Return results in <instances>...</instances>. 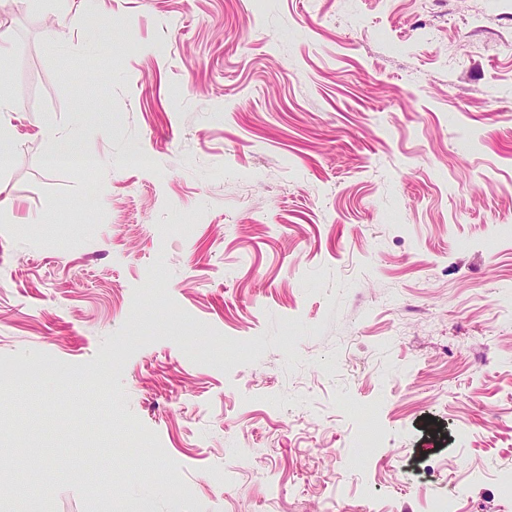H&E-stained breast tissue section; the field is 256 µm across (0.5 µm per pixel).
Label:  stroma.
Instances as JSON below:
<instances>
[{
    "instance_id": "35a3bbf8",
    "label": "stroma",
    "mask_w": 512,
    "mask_h": 512,
    "mask_svg": "<svg viewBox=\"0 0 512 512\" xmlns=\"http://www.w3.org/2000/svg\"><path fill=\"white\" fill-rule=\"evenodd\" d=\"M504 40L512 0H0V512H512ZM50 148L51 149H50L49 156L53 160L78 157L85 161V163L82 164L85 167H91L95 164V161L93 159L76 153L74 150L73 142L68 139L51 137L50 138Z\"/></svg>"
}]
</instances>
